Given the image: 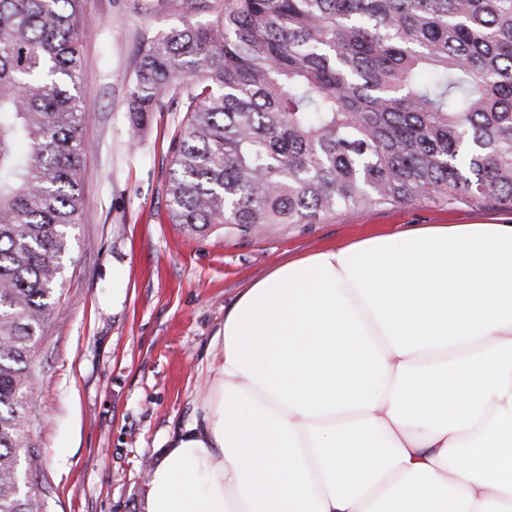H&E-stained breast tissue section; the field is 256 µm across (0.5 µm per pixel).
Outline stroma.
Instances as JSON below:
<instances>
[{
	"mask_svg": "<svg viewBox=\"0 0 512 512\" xmlns=\"http://www.w3.org/2000/svg\"><path fill=\"white\" fill-rule=\"evenodd\" d=\"M130 0H87L79 92L90 119L81 222L61 305L34 358L30 447L43 512H141L145 464L200 417L224 314L282 262L414 224H512L510 208L421 201L348 210L317 224L199 236L169 217L168 142L182 118L155 112L132 133L128 78L141 19ZM128 266L121 305L112 264Z\"/></svg>",
	"mask_w": 512,
	"mask_h": 512,
	"instance_id": "1",
	"label": "stroma"
}]
</instances>
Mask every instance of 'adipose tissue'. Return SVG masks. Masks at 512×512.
I'll return each instance as SVG.
<instances>
[{"label":"adipose tissue","instance_id":"1","mask_svg":"<svg viewBox=\"0 0 512 512\" xmlns=\"http://www.w3.org/2000/svg\"><path fill=\"white\" fill-rule=\"evenodd\" d=\"M217 338L142 512H512V224L288 260Z\"/></svg>","mask_w":512,"mask_h":512}]
</instances>
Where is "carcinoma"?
Wrapping results in <instances>:
<instances>
[{
	"mask_svg": "<svg viewBox=\"0 0 512 512\" xmlns=\"http://www.w3.org/2000/svg\"><path fill=\"white\" fill-rule=\"evenodd\" d=\"M87 0H0V512H42L20 463L32 360L60 305L86 175ZM126 111L181 112L172 223L207 234L361 207L512 206V0H132ZM29 150L21 155L16 144Z\"/></svg>",
	"mask_w": 512,
	"mask_h": 512,
	"instance_id": "carcinoma-1",
	"label": "carcinoma"
}]
</instances>
